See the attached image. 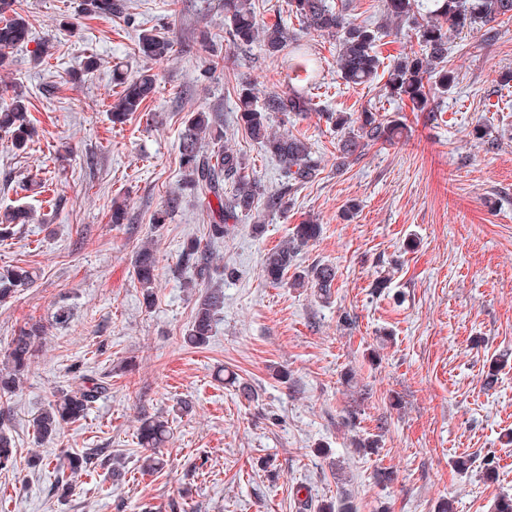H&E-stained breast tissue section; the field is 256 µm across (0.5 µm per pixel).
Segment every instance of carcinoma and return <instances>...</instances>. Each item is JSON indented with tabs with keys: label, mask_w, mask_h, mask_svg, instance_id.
Masks as SVG:
<instances>
[{
	"label": "carcinoma",
	"mask_w": 512,
	"mask_h": 512,
	"mask_svg": "<svg viewBox=\"0 0 512 512\" xmlns=\"http://www.w3.org/2000/svg\"><path fill=\"white\" fill-rule=\"evenodd\" d=\"M16 2L0 0V66L8 64L10 52L29 38L28 25L16 11ZM82 6L86 14L102 18H110L125 8L122 0H82ZM287 6L288 13L298 21L296 32L279 25L269 27L260 23L254 0H224V29L228 42L236 48H244L259 41L269 56L288 64L306 58L307 47L303 39L310 33L336 36L339 38L336 66L345 83L361 85L377 76L380 67L377 43L384 35L383 26L358 23L347 17L343 10L333 8L327 0H287ZM383 9L386 15L409 23L421 47V51L394 62L387 70L386 80L388 94L409 101L412 109L418 112L428 110L431 90L445 92L455 82L454 73L446 68L450 33L512 20V0H432L429 8L424 7L422 0H383ZM137 46L143 58L158 63L168 60L174 52L172 39L151 30L140 33ZM317 85L319 82L312 79L303 88L291 87L286 92L270 93L261 103L251 85L246 84L240 89L237 122L243 124L249 136L283 167L285 183L277 194L266 195L261 178L246 171L243 158L224 146V113L193 112L188 118L179 143L185 187L196 193L208 210L218 215L207 225V239L188 238L179 255L180 263L192 272L189 285L207 288L198 300L192 323L184 336V342L191 347L208 344L217 317L224 308V293L221 288L212 286V253L208 245L224 239L230 231V220L244 216L252 218L255 224L265 223V216L256 207L262 196H267V207L285 210L288 193L312 182L317 176L309 143L290 130L274 131L269 123L272 113L296 119L317 111L313 96L309 94V89ZM155 91V74L148 69L124 83L109 112L112 124H125L129 116L142 110ZM27 112L26 99L16 90L10 101L0 106V131L10 134L12 146L17 150L26 149L32 138ZM328 119L343 132L336 156L339 170L359 161L368 148L378 143L394 144L406 130L403 122L386 119L370 110L355 117L344 112L330 113ZM204 139L212 145L209 152L202 150ZM22 215L21 209L7 210L0 215V241L12 232V226ZM320 234L321 225L310 220L295 225L289 239L267 253L262 266L265 280L277 284L283 282L302 248ZM157 277L156 253L146 241L135 254L132 278L147 302L153 298ZM335 279V267L318 265L291 275L289 285L293 288L310 286L328 293ZM32 283L33 274L23 267L16 266L0 273V302ZM48 331L45 323L36 320L26 323L13 337L7 366L0 370V397L14 393ZM107 392L106 381L88 378L78 390L55 396V400L33 418L37 437L49 438L57 434L62 425L84 418L92 404ZM169 435L167 421L157 417L141 420L137 444L142 449V471L158 473L163 469L164 461L156 456V449L167 442ZM87 463L88 456L70 454L57 465V470L62 473L68 470L75 475Z\"/></svg>",
	"instance_id": "obj_1"
}]
</instances>
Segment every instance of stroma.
Here are the masks:
<instances>
[{
	"instance_id": "35a3bbf8",
	"label": "stroma",
	"mask_w": 512,
	"mask_h": 512,
	"mask_svg": "<svg viewBox=\"0 0 512 512\" xmlns=\"http://www.w3.org/2000/svg\"><path fill=\"white\" fill-rule=\"evenodd\" d=\"M80 2L17 0L31 40L0 68V89L23 92L36 130L23 151L0 133V208L31 213L0 241V270L22 266L35 278L0 303V358L26 322L70 311L67 325L50 326L20 390L0 399V425L18 449L0 467V512H319L347 500L357 512H437L444 499L455 512H497L512 497V83L500 80L512 71V22L491 38L451 37L456 80L432 112L390 97L381 76L346 85L336 39L308 35L318 110L290 127L318 175L263 228L241 218L212 246L224 308L209 343L192 348L183 336L199 291L178 254L187 238H205L212 215L181 187L180 136L190 113H223L225 144L277 192L281 165L238 124L236 103L242 81L262 98L287 90L288 77L261 43L228 52L224 0L202 12L190 0H124L109 19L84 16ZM145 30L172 36L175 50L153 67V98L115 127L108 111L121 80L144 66ZM203 30L212 51L195 45ZM44 41L50 54L38 65ZM91 55L99 65L88 74ZM368 109L403 120L407 137L337 170L328 113ZM479 126L490 140L474 137ZM33 179L48 191L27 189ZM116 200L126 223L111 221ZM308 219L323 231L296 266L335 267L325 298L261 275L266 253ZM149 238L159 279L147 305L131 261ZM385 274L391 284L376 292ZM86 374L106 378L109 392L38 440L33 418ZM238 380L254 400L237 395ZM143 415L170 426L167 464L152 475L140 470ZM375 434L378 450L354 446ZM92 448L98 456L70 489L58 485L57 457ZM461 456L472 461L464 472ZM116 457L126 471L118 482Z\"/></svg>"
}]
</instances>
